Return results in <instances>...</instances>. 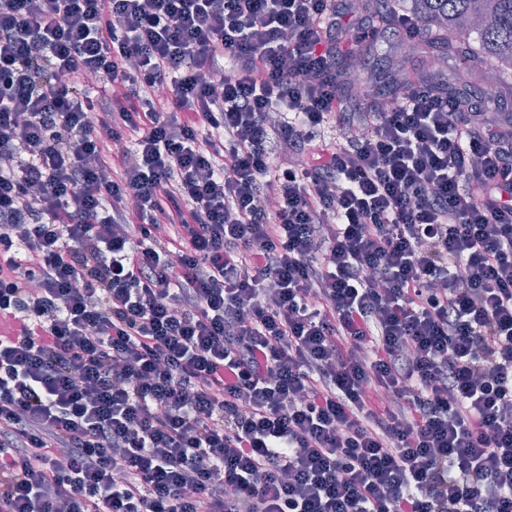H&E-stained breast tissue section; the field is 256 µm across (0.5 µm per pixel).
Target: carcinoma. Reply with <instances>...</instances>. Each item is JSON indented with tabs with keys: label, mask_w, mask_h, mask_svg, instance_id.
Returning <instances> with one entry per match:
<instances>
[{
	"label": "carcinoma",
	"mask_w": 512,
	"mask_h": 512,
	"mask_svg": "<svg viewBox=\"0 0 512 512\" xmlns=\"http://www.w3.org/2000/svg\"><path fill=\"white\" fill-rule=\"evenodd\" d=\"M407 12L438 33L460 31L458 39L428 42L440 56L465 63L492 61L512 67V0H405Z\"/></svg>",
	"instance_id": "carcinoma-1"
}]
</instances>
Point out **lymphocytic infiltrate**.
<instances>
[{"label":"lymphocytic infiltrate","mask_w":512,"mask_h":512,"mask_svg":"<svg viewBox=\"0 0 512 512\" xmlns=\"http://www.w3.org/2000/svg\"><path fill=\"white\" fill-rule=\"evenodd\" d=\"M395 2L0 0V512H512V113L356 92Z\"/></svg>","instance_id":"f902f5d3"}]
</instances>
